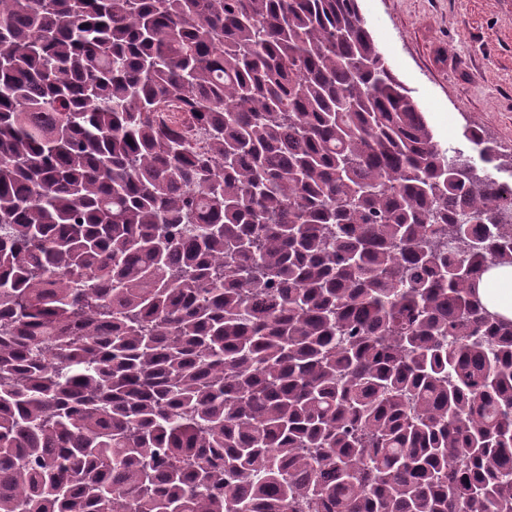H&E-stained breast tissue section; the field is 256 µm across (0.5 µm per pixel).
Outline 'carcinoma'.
Returning <instances> with one entry per match:
<instances>
[{
    "label": "carcinoma",
    "instance_id": "obj_1",
    "mask_svg": "<svg viewBox=\"0 0 512 512\" xmlns=\"http://www.w3.org/2000/svg\"><path fill=\"white\" fill-rule=\"evenodd\" d=\"M466 137L358 0H0V512H512Z\"/></svg>",
    "mask_w": 512,
    "mask_h": 512
}]
</instances>
